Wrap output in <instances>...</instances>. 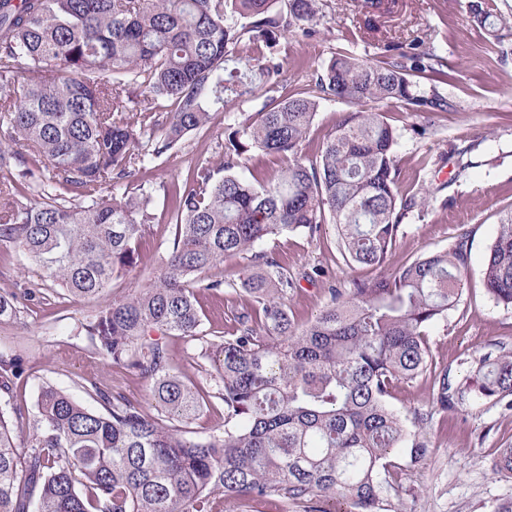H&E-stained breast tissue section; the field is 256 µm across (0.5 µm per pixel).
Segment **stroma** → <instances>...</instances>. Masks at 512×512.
I'll list each match as a JSON object with an SVG mask.
<instances>
[{
    "label": "stroma",
    "mask_w": 512,
    "mask_h": 512,
    "mask_svg": "<svg viewBox=\"0 0 512 512\" xmlns=\"http://www.w3.org/2000/svg\"><path fill=\"white\" fill-rule=\"evenodd\" d=\"M470 0H397L385 36L424 39L427 47L447 57L450 77L438 84L453 101L452 111L429 114L402 103L389 106L387 117L401 132L397 149L399 183L403 191H427V203L403 224L393 250V264H402L447 248L467 235L470 256L467 288L458 308L430 328V359L424 372L392 391L391 405L403 412L419 409L429 419L420 430L427 443L424 455L411 461L398 455L382 494L387 512H496L512 501V478L492 470L497 449L512 444V409L455 398L445 413L431 410L436 376L447 373L453 387L462 388L481 354L512 350V309L498 306L487 295L483 268L500 218L512 210V54L501 55L483 30L470 19ZM271 51L284 61L281 84L293 94L313 84V73L339 51L377 57L382 44L359 30L344 0H327L311 36L294 33L273 42ZM261 98L229 104L208 128L185 136L173 149L147 161L138 180L154 190L155 222L141 247L139 266L112 280L109 297H122L148 284L165 262L172 238L167 191L198 165L224 162L229 135L243 115L260 108ZM348 106L341 100L322 101L301 146L307 159L319 156L328 135ZM261 251L274 257L289 273L300 276L317 267L323 274L303 280L290 301L296 324L314 320L329 304V288L349 290L358 279L377 277L374 268L344 260L336 248L333 227L323 236L285 233L263 241ZM38 290L39 296L17 318L0 320V353L24 358L25 371L13 387L11 404L35 412L39 390L52 383L98 409L86 393L96 384L108 393H122L151 407L149 385L131 370L112 364L91 347L82 325L99 302L74 299L47 280L40 268L12 246L0 245V292ZM246 293L218 297L199 292L203 328L214 338L231 330L233 303H248ZM172 371L187 385L208 391L209 398L192 428L205 435L222 425L224 405L216 399L217 382L198 366L193 344L168 337Z\"/></svg>",
    "instance_id": "1"
}]
</instances>
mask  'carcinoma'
<instances>
[{
	"instance_id": "cac0c4a2",
	"label": "carcinoma",
	"mask_w": 512,
	"mask_h": 512,
	"mask_svg": "<svg viewBox=\"0 0 512 512\" xmlns=\"http://www.w3.org/2000/svg\"><path fill=\"white\" fill-rule=\"evenodd\" d=\"M274 2L0 0V138L26 150L0 148V245L20 249L67 296L100 298L113 277L137 267L155 220L151 192L130 189L146 156L210 125L227 103L269 93L233 130L224 167L195 168L175 192L170 253L154 280L99 305L83 324L95 352L147 381L172 423L95 385L101 412L43 385L23 443L0 408V512H224L226 500L269 496L303 512L336 499L349 512H383L392 454H424L426 443L409 430L423 417L402 415L388 398L426 369L428 330L461 302L467 235L347 292L328 289L330 304L301 330L288 306L297 279L256 247L286 232L319 237L331 224L343 257L385 267L403 220L426 197L401 192L400 132L379 104L448 111L436 87L414 81L445 74L448 62L392 41L376 59L332 56L313 89L280 99L273 92L284 61L238 57L232 46L245 37L270 46L315 20L322 0H288L286 19L271 14ZM347 6L369 31L378 29L372 14L386 10L383 0ZM469 10L487 40L504 47L512 13L489 0H470ZM328 98L350 111L319 160L307 162L301 145ZM143 100L154 110L135 126L128 115ZM250 148L288 167L274 182L242 175ZM28 158L33 167L12 172ZM237 254L254 266L241 280L252 302L234 309L213 358L197 293L222 290L224 276L212 270ZM484 285L512 308V214L499 224ZM18 313V297L0 294V319ZM166 336L195 343L221 381L224 425L207 435L190 428L199 393L170 373ZM20 368L19 356L0 354V394H11ZM467 389L512 408V352L480 356ZM449 390L444 373L435 411L453 407ZM493 465L512 475V445Z\"/></svg>"
}]
</instances>
